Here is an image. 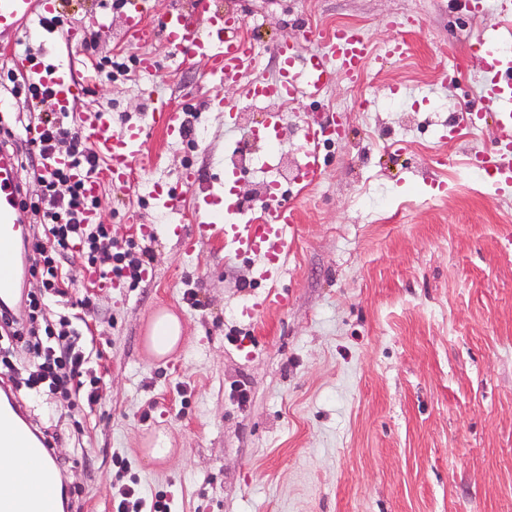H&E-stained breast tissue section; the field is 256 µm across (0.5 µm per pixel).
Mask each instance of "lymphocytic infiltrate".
<instances>
[{"instance_id":"1","label":"lymphocytic infiltrate","mask_w":512,"mask_h":512,"mask_svg":"<svg viewBox=\"0 0 512 512\" xmlns=\"http://www.w3.org/2000/svg\"><path fill=\"white\" fill-rule=\"evenodd\" d=\"M33 126L41 128L42 135L36 141H23L22 168L40 184L41 194L22 196L20 204L32 221L28 271L38 278L40 289L26 294L22 308L0 310V366L26 370L27 394L90 408L99 399L98 382L84 380L83 374L98 354L86 322L75 312L73 281L61 260L71 257L104 280L126 278L135 285L150 266L152 254L146 247H118L107 225L85 223L86 211L97 208L98 201L85 195L72 173H95L101 160L67 113L0 116V145L21 141V131ZM56 156L67 157L69 168L52 167ZM52 306L57 309L53 320L45 315ZM112 508L113 512H171L165 494L145 499L134 478L121 484Z\"/></svg>"}]
</instances>
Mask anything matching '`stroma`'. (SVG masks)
Masks as SVG:
<instances>
[{
  "label": "stroma",
  "instance_id": "obj_1",
  "mask_svg": "<svg viewBox=\"0 0 512 512\" xmlns=\"http://www.w3.org/2000/svg\"><path fill=\"white\" fill-rule=\"evenodd\" d=\"M214 5L260 21L243 29L258 45L250 79L277 78L275 43L304 57L340 25L361 27L373 59L359 81L339 72L319 95L271 97L231 123L225 107L249 102L242 85L212 79L205 59H182L165 40L129 45L112 0H63L76 37L44 34L36 61L70 66L83 85L76 124L105 112L113 129L146 127L127 185L98 173V211L117 241L140 238L144 224L155 232L137 287L95 288L79 262L66 264L103 353L93 412L24 401L28 415L59 420L53 460L83 512H113L121 458L173 512H512V192L470 167L496 138L489 123L469 130L465 111L481 101L474 43L498 27L496 0L477 12L463 0ZM306 28L315 39H303ZM397 38L407 54L385 61ZM117 55L126 71L106 76L99 61ZM143 55L152 75L138 67ZM153 94L184 112V138L150 128ZM273 114L291 168L306 151L300 126H343L318 150L310 184L225 168V153ZM190 168L202 175L191 187ZM264 178L275 205L297 214L276 281L258 279L257 257L226 254L223 216L186 248L198 206L242 200ZM157 184L176 210L150 198ZM271 289L284 306L247 317ZM163 312L178 317L181 339L159 357L147 338ZM161 434L170 457L148 459Z\"/></svg>",
  "mask_w": 512,
  "mask_h": 512
}]
</instances>
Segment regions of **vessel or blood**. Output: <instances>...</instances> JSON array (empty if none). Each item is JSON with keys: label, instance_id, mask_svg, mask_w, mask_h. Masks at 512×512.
<instances>
[{"label": "vessel or blood", "instance_id": "vessel-or-blood-1", "mask_svg": "<svg viewBox=\"0 0 512 512\" xmlns=\"http://www.w3.org/2000/svg\"><path fill=\"white\" fill-rule=\"evenodd\" d=\"M56 5L57 0H0V39L16 38L27 31L33 17L53 15ZM198 12L205 14V25L196 23L194 15ZM240 27L239 18L212 8L209 0H197L192 12L186 11L180 0H175L159 30L154 31L145 25L137 0H132L125 35L132 44L162 36L178 50L206 59L212 78L236 82L245 77L255 56L254 46L243 37ZM325 46V54L301 58L295 54L293 45L286 42L278 45L281 68L275 83H251L250 96H276L292 101L301 94H319L336 72H343L354 82L361 78L371 51L367 39L357 28L338 27ZM490 57L484 71V88L486 95L497 102V109L491 114L496 148L474 156L471 164L481 175L494 178L498 192L502 193L512 187V59L495 51ZM34 74L39 84L52 91L57 109L68 110L82 92L68 67L38 68ZM150 118L152 126L170 137L181 138L187 132L183 112L169 108L164 100L153 99ZM83 133L94 151L108 161L113 183L127 184L141 153L145 129L140 126L113 129L110 116L100 113L84 127ZM18 185L19 170L14 155L0 150V304L5 306L16 305L21 297L18 271L28 264L24 245L29 237V217L19 205ZM293 221V211L280 207L259 224H228L224 227V244L232 255L260 257L259 276L272 281L283 267L286 231ZM0 393L7 400L6 409L0 412V443L27 448L38 456L48 454L43 440L17 427L22 419L18 391L7 386ZM0 512H55V506L41 498L29 499L22 505L11 496L0 495Z\"/></svg>", "mask_w": 512, "mask_h": 512}]
</instances>
